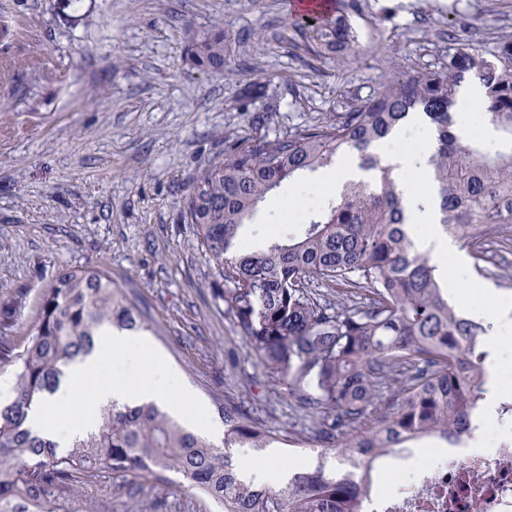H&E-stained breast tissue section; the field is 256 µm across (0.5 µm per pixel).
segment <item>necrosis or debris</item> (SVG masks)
I'll list each match as a JSON object with an SVG mask.
<instances>
[{"label": "necrosis or debris", "mask_w": 512, "mask_h": 512, "mask_svg": "<svg viewBox=\"0 0 512 512\" xmlns=\"http://www.w3.org/2000/svg\"><path fill=\"white\" fill-rule=\"evenodd\" d=\"M473 437L488 440L489 452L460 442L419 461L410 476L387 493H373L367 512H512V418L482 409Z\"/></svg>", "instance_id": "1"}]
</instances>
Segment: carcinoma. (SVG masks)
<instances>
[{"label":"carcinoma","instance_id":"cac0c4a2","mask_svg":"<svg viewBox=\"0 0 512 512\" xmlns=\"http://www.w3.org/2000/svg\"><path fill=\"white\" fill-rule=\"evenodd\" d=\"M317 51L349 50L342 19L307 24ZM188 56L199 69L221 73L224 28L196 34ZM482 86V111L512 140V40L487 54L463 40L448 47L443 70L391 76L377 96L333 124H312L273 141L228 142L224 161L207 165L185 201V219L213 263L211 288L256 359L308 410L311 431L340 464L375 463L424 439L446 445L468 434L484 402L490 351L484 325L448 302L436 265L406 223L407 201L391 166L374 153L410 111L435 127L430 159L434 208L443 233L473 241L487 224H512V151L488 153L454 128L452 109L462 83ZM353 154L374 171L372 181L347 182L310 211L304 223L260 239L250 223L285 181ZM343 286L340 306L315 291ZM20 290L0 305V360L14 367L12 401L0 405V512H24L26 497L52 504L112 475L135 474L155 484L182 476L223 512H364L366 489L323 464L296 471L286 483L242 477L231 450L262 451L288 437L271 431L258 411L214 397L224 441L183 428L153 402L98 410L96 429L61 448L28 427L33 405L55 389L65 370L96 346L101 329L145 328L144 318L100 267H70L42 291L35 323L16 348L14 327L26 305ZM335 411V416L327 411Z\"/></svg>","mask_w":512,"mask_h":512}]
</instances>
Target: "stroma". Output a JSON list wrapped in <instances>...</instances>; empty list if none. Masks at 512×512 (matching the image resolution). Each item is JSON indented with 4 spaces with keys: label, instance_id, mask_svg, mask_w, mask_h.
I'll return each instance as SVG.
<instances>
[{
    "label": "stroma",
    "instance_id": "stroma-1",
    "mask_svg": "<svg viewBox=\"0 0 512 512\" xmlns=\"http://www.w3.org/2000/svg\"><path fill=\"white\" fill-rule=\"evenodd\" d=\"M19 35L0 42V302L27 289L16 326L36 318L59 271L103 265L145 316L154 348L206 409L213 394L252 402L279 434L305 431V412L258 363L209 283L212 264L183 202L224 144L276 139L336 120L380 93L389 77L438 70L453 33L481 51L512 39V0H339L357 25L354 51L315 55L286 0H7ZM479 15V24H458ZM222 22L228 65L197 70L192 35ZM328 170L284 184L256 223H293L332 194ZM453 305L479 304L475 283L512 299V248L484 240L486 271L470 245ZM158 487L127 476L83 497L109 512H207L171 474Z\"/></svg>",
    "mask_w": 512,
    "mask_h": 512
}]
</instances>
